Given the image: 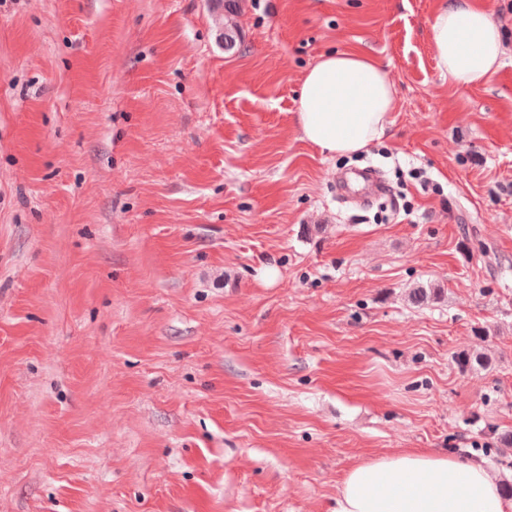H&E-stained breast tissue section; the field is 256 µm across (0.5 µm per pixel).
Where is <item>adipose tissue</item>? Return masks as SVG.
<instances>
[{"label":"adipose tissue","instance_id":"1","mask_svg":"<svg viewBox=\"0 0 512 512\" xmlns=\"http://www.w3.org/2000/svg\"><path fill=\"white\" fill-rule=\"evenodd\" d=\"M430 29L438 72L452 85L482 86L505 64L488 0H438ZM396 107L380 61L356 49L331 52L303 73L295 124L323 153L350 156L386 137ZM333 512H512V503L483 461L411 450L350 468Z\"/></svg>","mask_w":512,"mask_h":512}]
</instances>
